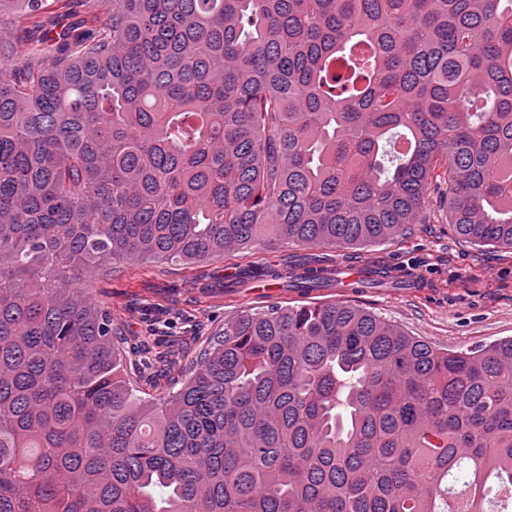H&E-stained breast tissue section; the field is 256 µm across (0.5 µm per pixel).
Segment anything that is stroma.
I'll return each mask as SVG.
<instances>
[{
	"label": "stroma",
	"instance_id": "35a3bbf8",
	"mask_svg": "<svg viewBox=\"0 0 512 512\" xmlns=\"http://www.w3.org/2000/svg\"><path fill=\"white\" fill-rule=\"evenodd\" d=\"M375 262L414 288H362L343 294L323 288L309 294L285 288L273 297L251 298L221 283L229 272L255 266L351 265ZM90 289L112 316L122 350L142 391L160 397L179 376L166 354L180 364L195 358L204 341L245 309L297 306L350 299L441 350H464L512 337V249L478 247L459 238L447 216L432 208L428 223L380 244L299 247L262 236L248 247L204 261L120 259L93 266Z\"/></svg>",
	"mask_w": 512,
	"mask_h": 512
}]
</instances>
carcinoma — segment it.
Segmentation results:
<instances>
[{"label":"carcinoma","instance_id":"obj_1","mask_svg":"<svg viewBox=\"0 0 512 512\" xmlns=\"http://www.w3.org/2000/svg\"><path fill=\"white\" fill-rule=\"evenodd\" d=\"M55 4L0 0L31 24L0 35V512H512V338L243 310L149 399L78 286L264 228L378 244L442 181L460 237L512 249V0Z\"/></svg>","mask_w":512,"mask_h":512}]
</instances>
